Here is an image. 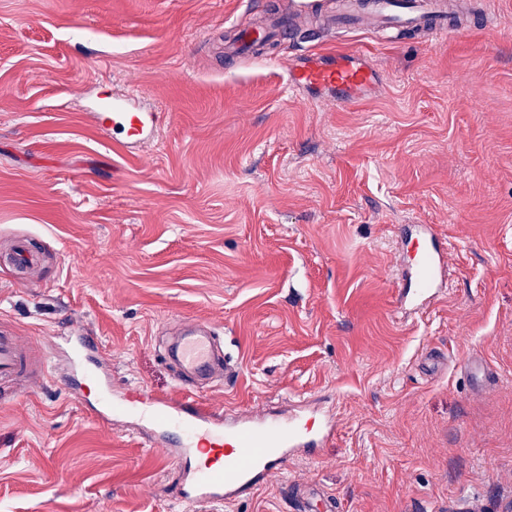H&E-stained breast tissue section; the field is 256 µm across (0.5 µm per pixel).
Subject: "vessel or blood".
<instances>
[{"mask_svg":"<svg viewBox=\"0 0 512 512\" xmlns=\"http://www.w3.org/2000/svg\"><path fill=\"white\" fill-rule=\"evenodd\" d=\"M368 23L390 24L428 32L439 38L458 33L463 14L449 12L445 0H368L361 14ZM296 84H318L336 92V102L374 92L376 71L356 53L337 54L332 65L311 55L300 69ZM152 112H132L112 105V140L129 145L144 142L156 130ZM446 264L445 249L437 234L416 246L409 278L415 300L430 298ZM180 389L173 395L139 401H116L101 362L105 357L99 337L81 327L71 328L48 351L35 353L17 331L0 330V403L15 402L22 388L34 387L45 374H53L72 396L82 385L99 386L92 413L104 423L117 416L136 415L148 426L169 435L163 453L169 463L183 470L179 499L186 506L223 503L265 475L282 470L296 448L323 447L335 432L332 420L301 414L271 417L250 423H227L221 414L195 397L200 385L214 376L232 381L238 368L220 359L210 324L176 336L169 348Z\"/></svg>","mask_w":512,"mask_h":512,"instance_id":"1","label":"vessel or blood"}]
</instances>
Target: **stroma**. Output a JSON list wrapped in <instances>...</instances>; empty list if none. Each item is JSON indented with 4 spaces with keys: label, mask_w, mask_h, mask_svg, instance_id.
<instances>
[{
    "label": "stroma",
    "mask_w": 512,
    "mask_h": 512,
    "mask_svg": "<svg viewBox=\"0 0 512 512\" xmlns=\"http://www.w3.org/2000/svg\"><path fill=\"white\" fill-rule=\"evenodd\" d=\"M296 0H0V323L101 337L112 391L176 390L162 352L215 325L236 418L302 402L333 416L318 455L221 504L182 506L161 433L100 424L54 380L0 406V512H512V0L431 39L334 31L314 13L260 56L222 43ZM357 52L371 95L334 109L293 87L308 52ZM159 112L134 157L97 115ZM453 248L424 309L398 303L401 226ZM28 237L26 284L7 262ZM483 360L493 382L465 369Z\"/></svg>",
    "instance_id": "stroma-1"
}]
</instances>
